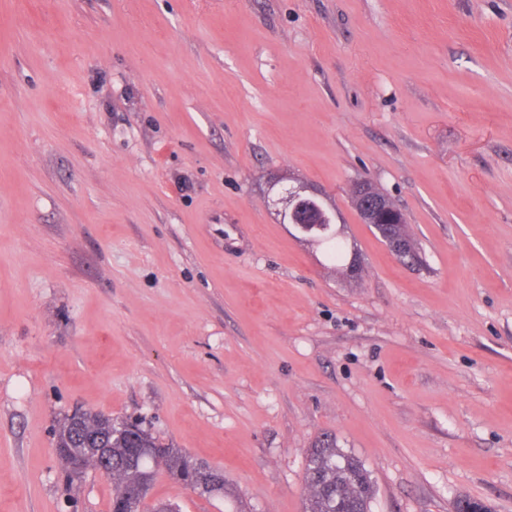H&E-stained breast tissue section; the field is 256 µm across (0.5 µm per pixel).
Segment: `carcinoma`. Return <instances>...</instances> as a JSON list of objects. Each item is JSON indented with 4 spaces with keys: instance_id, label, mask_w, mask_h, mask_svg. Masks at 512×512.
Instances as JSON below:
<instances>
[{
    "instance_id": "cac0c4a2",
    "label": "carcinoma",
    "mask_w": 512,
    "mask_h": 512,
    "mask_svg": "<svg viewBox=\"0 0 512 512\" xmlns=\"http://www.w3.org/2000/svg\"><path fill=\"white\" fill-rule=\"evenodd\" d=\"M392 229L405 243L396 251L395 258L406 266L423 265L407 225L395 224ZM320 245L330 266L346 272L347 266L342 264L346 244L338 231L324 235ZM84 428L89 435H106L107 444L112 446V512H173L166 503L150 506L145 501H130L125 497L129 488L142 483L146 473L150 474L152 483L161 472L179 482L198 472L199 465L216 476L223 475L221 470L186 455L182 449L165 446L142 427L136 431L122 429L112 424L110 418L86 412ZM305 485L307 495L303 512H371L376 495L362 461L339 448L336 437L329 433L318 436L307 451Z\"/></svg>"
}]
</instances>
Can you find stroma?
Here are the masks:
<instances>
[{
    "label": "stroma",
    "instance_id": "obj_1",
    "mask_svg": "<svg viewBox=\"0 0 512 512\" xmlns=\"http://www.w3.org/2000/svg\"><path fill=\"white\" fill-rule=\"evenodd\" d=\"M277 176L326 193L360 279ZM77 409L223 470L159 474L180 512H303L325 431L372 512H512V0H0V512H110V479L62 481ZM370 182L368 180H360L356 183L353 192L354 205L357 210L360 220L365 224H393L391 230L400 237L404 243V248H399L393 254L396 246V241L389 235V240L392 244V248L389 251L394 257L403 265L406 266H422L423 258L420 255L417 244L414 239L410 236L407 230V224H397V211L394 207L389 205L390 199L380 189L373 185L374 194H378L382 197L374 195L370 190ZM387 200H386V199ZM306 192H309L306 194ZM324 194L309 190V187L301 183L282 185L278 197L272 199V205L276 208V214L279 213L281 220L288 213L291 216L295 228L306 241L313 242L316 239L317 232H322L328 228L330 218L326 211H334L333 207L323 203ZM322 202V206L320 205ZM304 212V213H303ZM304 218V221L300 219ZM319 245L323 246L325 258L330 267L341 270L342 273L346 274L347 266L341 264L346 253V244L341 239L338 231L334 229L331 234H325Z\"/></svg>",
    "mask_w": 512,
    "mask_h": 512
}]
</instances>
